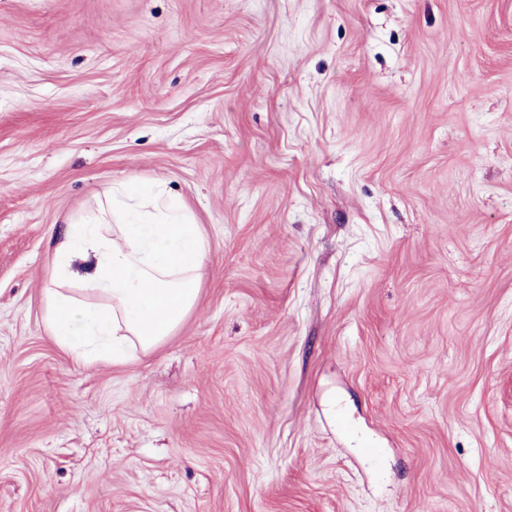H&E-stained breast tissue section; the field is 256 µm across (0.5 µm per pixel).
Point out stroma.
Here are the masks:
<instances>
[{
  "label": "stroma",
  "mask_w": 512,
  "mask_h": 512,
  "mask_svg": "<svg viewBox=\"0 0 512 512\" xmlns=\"http://www.w3.org/2000/svg\"><path fill=\"white\" fill-rule=\"evenodd\" d=\"M122 182L209 260L87 365L44 290ZM0 512H512V0H0Z\"/></svg>",
  "instance_id": "stroma-1"
}]
</instances>
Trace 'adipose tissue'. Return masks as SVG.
Returning <instances> with one entry per match:
<instances>
[{
  "mask_svg": "<svg viewBox=\"0 0 512 512\" xmlns=\"http://www.w3.org/2000/svg\"><path fill=\"white\" fill-rule=\"evenodd\" d=\"M208 247L160 188L120 184L70 215L45 290L46 330L86 363L124 361L162 344L195 307ZM104 297L101 305L89 303Z\"/></svg>",
  "mask_w": 512,
  "mask_h": 512,
  "instance_id": "adipose-tissue-1",
  "label": "adipose tissue"
}]
</instances>
